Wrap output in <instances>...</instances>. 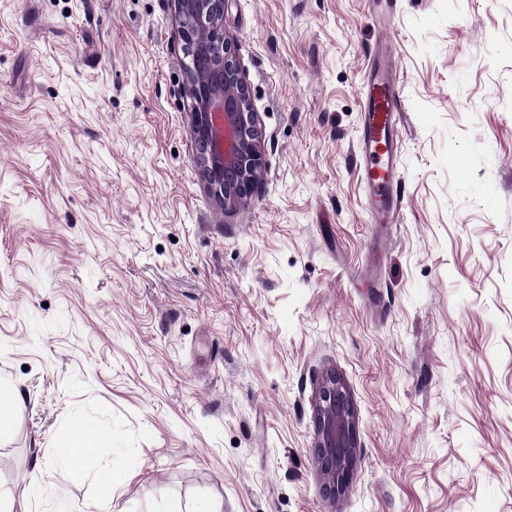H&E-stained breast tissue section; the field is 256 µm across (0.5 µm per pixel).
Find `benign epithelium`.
I'll return each instance as SVG.
<instances>
[{"mask_svg": "<svg viewBox=\"0 0 512 512\" xmlns=\"http://www.w3.org/2000/svg\"><path fill=\"white\" fill-rule=\"evenodd\" d=\"M184 55V94L190 101L201 183L224 210L244 203L265 170L264 132L254 112L235 43L224 35L229 0H172ZM316 463L331 499L344 495L356 465L357 415L345 382L326 374L314 410Z\"/></svg>", "mask_w": 512, "mask_h": 512, "instance_id": "1", "label": "benign epithelium"}]
</instances>
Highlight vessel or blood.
<instances>
[{"label":"vessel or blood","instance_id":"vessel-or-blood-1","mask_svg":"<svg viewBox=\"0 0 512 512\" xmlns=\"http://www.w3.org/2000/svg\"><path fill=\"white\" fill-rule=\"evenodd\" d=\"M377 64L363 87L358 150L363 163L372 220L394 223L402 206L397 148L403 110L394 45L376 47Z\"/></svg>","mask_w":512,"mask_h":512}]
</instances>
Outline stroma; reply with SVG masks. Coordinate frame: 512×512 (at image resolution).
Wrapping results in <instances>:
<instances>
[{
	"label": "stroma",
	"instance_id": "obj_1",
	"mask_svg": "<svg viewBox=\"0 0 512 512\" xmlns=\"http://www.w3.org/2000/svg\"><path fill=\"white\" fill-rule=\"evenodd\" d=\"M231 0L253 195L197 176L172 0H0V512H512V0ZM403 207L357 138L381 40ZM358 418L347 493L319 379ZM104 433L55 458L73 423ZM123 464L106 492L102 472ZM313 424L314 457L325 476L326 495L336 500L348 490L358 448L356 410L336 373H327L318 386ZM78 426L71 429L56 448L55 456L64 466H71L86 456L94 454L104 442L100 432Z\"/></svg>",
	"mask_w": 512,
	"mask_h": 512
}]
</instances>
